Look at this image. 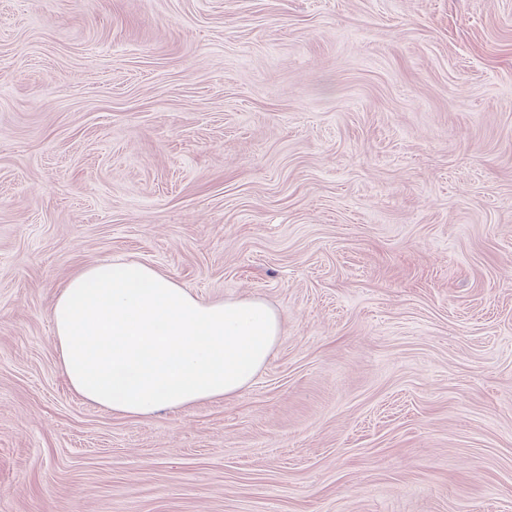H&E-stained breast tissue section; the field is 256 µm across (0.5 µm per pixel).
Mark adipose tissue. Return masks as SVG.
Listing matches in <instances>:
<instances>
[{
	"instance_id": "ef3b65f1",
	"label": "adipose tissue",
	"mask_w": 512,
	"mask_h": 512,
	"mask_svg": "<svg viewBox=\"0 0 512 512\" xmlns=\"http://www.w3.org/2000/svg\"><path fill=\"white\" fill-rule=\"evenodd\" d=\"M51 317L73 391L130 418L241 393L281 336L265 301L205 300L136 260L83 268Z\"/></svg>"
}]
</instances>
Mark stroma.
Returning a JSON list of instances; mask_svg holds the SVG:
<instances>
[{
	"label": "stroma",
	"instance_id": "35a3bbf8",
	"mask_svg": "<svg viewBox=\"0 0 512 512\" xmlns=\"http://www.w3.org/2000/svg\"><path fill=\"white\" fill-rule=\"evenodd\" d=\"M123 259L275 308L253 383L76 396ZM0 512H512V0H0Z\"/></svg>",
	"mask_w": 512,
	"mask_h": 512
}]
</instances>
